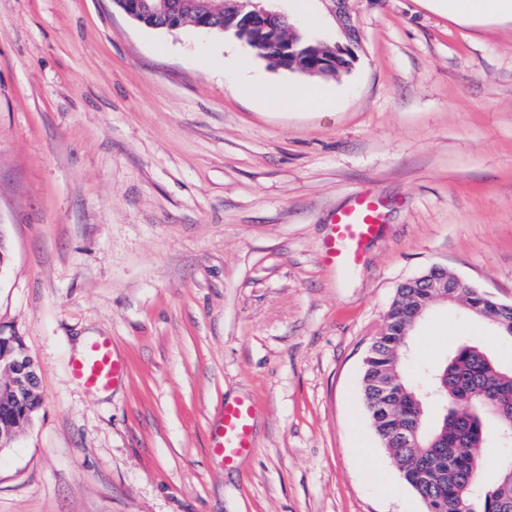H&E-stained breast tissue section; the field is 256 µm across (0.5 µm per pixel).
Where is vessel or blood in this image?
Returning a JSON list of instances; mask_svg holds the SVG:
<instances>
[{"label":"vessel or blood","instance_id":"b4317fda","mask_svg":"<svg viewBox=\"0 0 512 512\" xmlns=\"http://www.w3.org/2000/svg\"><path fill=\"white\" fill-rule=\"evenodd\" d=\"M380 227L377 204L369 195L358 196L351 207L336 215L324 242V262L344 270L360 265L368 242L377 236ZM72 372L86 386L105 389L122 380L127 367L116 360L111 343L103 340L92 343L73 362ZM253 418L254 407L250 402L225 403L221 420L211 433V447L225 465H234L252 452Z\"/></svg>","mask_w":512,"mask_h":512}]
</instances>
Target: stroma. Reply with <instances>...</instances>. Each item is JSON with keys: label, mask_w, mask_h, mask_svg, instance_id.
Segmentation results:
<instances>
[{"label": "stroma", "mask_w": 512, "mask_h": 512, "mask_svg": "<svg viewBox=\"0 0 512 512\" xmlns=\"http://www.w3.org/2000/svg\"><path fill=\"white\" fill-rule=\"evenodd\" d=\"M361 36L325 110L228 34L137 23L112 0H0V335L41 378L0 451V512H424L361 406L365 352L398 285L439 267L512 304V21L430 0H350ZM373 197L363 263L325 265L337 212ZM128 366L95 391L78 337ZM512 342L434 304L405 372L462 339ZM250 456L209 447L225 401ZM245 91L256 98L272 97L280 106L288 109H322L327 107L332 101L331 95L314 83L292 90H272L260 84H252L248 85ZM253 418L250 402L224 403L221 420L211 433L210 448L224 459L225 466L234 465L253 451Z\"/></svg>", "instance_id": "obj_1"}]
</instances>
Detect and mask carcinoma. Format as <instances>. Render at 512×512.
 Instances as JSON below:
<instances>
[{"mask_svg": "<svg viewBox=\"0 0 512 512\" xmlns=\"http://www.w3.org/2000/svg\"><path fill=\"white\" fill-rule=\"evenodd\" d=\"M225 32L246 45H260L273 66L294 71L298 64L276 59L259 31L230 24ZM454 301L471 317L490 323L498 337L512 341V309L478 288H462ZM430 306L428 294L400 286L387 311L385 327L373 337L363 361L360 395L369 426L396 463L401 480L419 497L425 512H512V455L502 458L493 479L485 478L481 450L502 437L512 415V368L501 367L474 343L460 344L449 356L420 367L430 396L407 380L403 357L409 336H395L391 324L414 304ZM421 421L418 442L403 444L399 432Z\"/></svg>", "mask_w": 512, "mask_h": 512, "instance_id": "obj_1", "label": "carcinoma"}]
</instances>
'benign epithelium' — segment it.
Returning a JSON list of instances; mask_svg holds the SVG:
<instances>
[{
    "label": "benign epithelium",
    "mask_w": 512,
    "mask_h": 512,
    "mask_svg": "<svg viewBox=\"0 0 512 512\" xmlns=\"http://www.w3.org/2000/svg\"><path fill=\"white\" fill-rule=\"evenodd\" d=\"M168 15L171 27L181 26V9L186 0H156ZM279 0H227L228 7L248 26H259L272 34L271 41L279 50L300 60V69L307 75L338 73L346 68L336 62L340 51L357 53L360 42L347 8L348 0H322L339 26L344 41L333 45L311 34H295L282 40L280 29L289 15L278 6ZM121 12L135 21L153 12L151 0H118ZM412 288L425 289L432 300L448 302V297L465 287L464 282L448 277L441 268H431L409 283ZM14 337L0 336V407L14 411L25 408L28 398L39 388L40 377L32 361L13 348ZM19 420L0 419V449L9 445L18 431Z\"/></svg>",
    "instance_id": "obj_1"
}]
</instances>
